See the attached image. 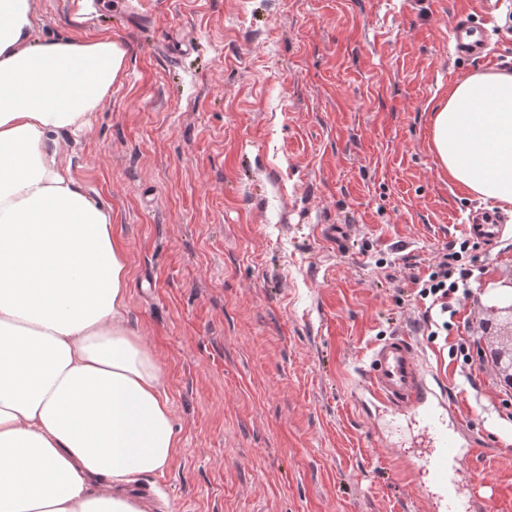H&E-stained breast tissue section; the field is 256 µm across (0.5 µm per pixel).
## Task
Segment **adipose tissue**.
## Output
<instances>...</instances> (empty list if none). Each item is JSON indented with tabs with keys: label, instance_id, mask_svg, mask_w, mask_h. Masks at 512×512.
<instances>
[{
	"label": "adipose tissue",
	"instance_id": "1",
	"mask_svg": "<svg viewBox=\"0 0 512 512\" xmlns=\"http://www.w3.org/2000/svg\"><path fill=\"white\" fill-rule=\"evenodd\" d=\"M34 0H0V512H146L133 493L179 444L161 366L127 324L130 266L60 161L121 75L108 36L30 40ZM451 181L512 204V73L477 71L431 110Z\"/></svg>",
	"mask_w": 512,
	"mask_h": 512
}]
</instances>
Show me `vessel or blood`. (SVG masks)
<instances>
[{
  "label": "vessel or blood",
  "instance_id": "vessel-or-blood-1",
  "mask_svg": "<svg viewBox=\"0 0 512 512\" xmlns=\"http://www.w3.org/2000/svg\"><path fill=\"white\" fill-rule=\"evenodd\" d=\"M456 56L485 58L491 41L488 28L476 25L470 13L459 12L450 27ZM363 391L380 405L414 414L428 422L432 434V455L427 471L445 506H452L459 494L458 478L464 463L454 437L449 436L442 415L448 403L431 388L428 372L414 349V339L399 333L377 345L365 368Z\"/></svg>",
  "mask_w": 512,
  "mask_h": 512
}]
</instances>
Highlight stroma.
Listing matches in <instances>:
<instances>
[{
	"label": "stroma",
	"mask_w": 512,
	"mask_h": 512,
	"mask_svg": "<svg viewBox=\"0 0 512 512\" xmlns=\"http://www.w3.org/2000/svg\"><path fill=\"white\" fill-rule=\"evenodd\" d=\"M111 2L35 0L32 37L128 48L62 157L112 210L126 318L179 432L136 491L155 512H433L424 437L360 405L368 355L402 329L461 445L485 442L456 512H512V393L479 354L512 293V206L496 244L462 255L449 330L429 335L415 284L472 210L497 207L449 181L430 111L467 74L512 73V0L485 21L487 60L456 58L448 36L478 0H141L144 24Z\"/></svg>",
	"instance_id": "stroma-1"
}]
</instances>
